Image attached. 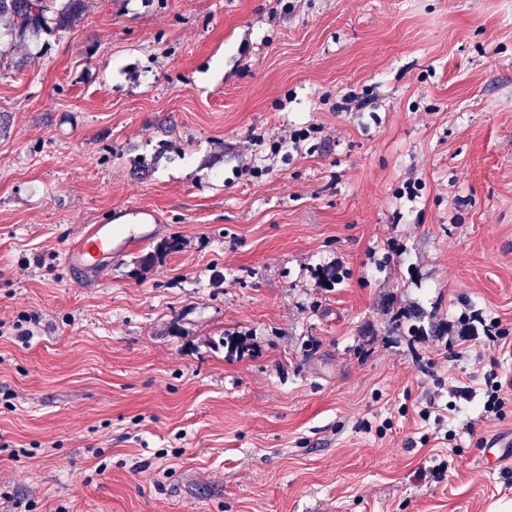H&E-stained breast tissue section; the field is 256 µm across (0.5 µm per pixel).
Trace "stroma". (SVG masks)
Listing matches in <instances>:
<instances>
[{
  "instance_id": "stroma-1",
  "label": "stroma",
  "mask_w": 512,
  "mask_h": 512,
  "mask_svg": "<svg viewBox=\"0 0 512 512\" xmlns=\"http://www.w3.org/2000/svg\"><path fill=\"white\" fill-rule=\"evenodd\" d=\"M41 39L0 64V512L512 501V0H90ZM126 206L147 240L70 272ZM100 224H88L87 229L62 254L64 265L82 278L95 277L112 259L137 244L147 233L151 224L156 223L153 210L128 206ZM485 384L488 387V399L484 404L485 412L493 413L495 417L500 418L505 414L504 409L507 407V391L504 390L502 381L498 380V376L494 372L487 376Z\"/></svg>"
}]
</instances>
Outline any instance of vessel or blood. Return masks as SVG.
<instances>
[{
  "instance_id": "1",
  "label": "vessel or blood",
  "mask_w": 512,
  "mask_h": 512,
  "mask_svg": "<svg viewBox=\"0 0 512 512\" xmlns=\"http://www.w3.org/2000/svg\"><path fill=\"white\" fill-rule=\"evenodd\" d=\"M156 221L153 210L129 206L115 214L114 221L88 225L62 254L64 265L75 275L95 277L112 256L137 244Z\"/></svg>"
}]
</instances>
